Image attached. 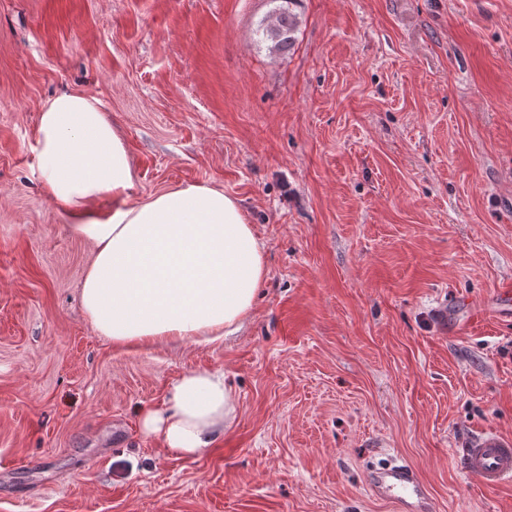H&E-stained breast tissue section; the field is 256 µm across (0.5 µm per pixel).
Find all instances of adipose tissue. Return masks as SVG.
Returning <instances> with one entry per match:
<instances>
[{"mask_svg":"<svg viewBox=\"0 0 512 512\" xmlns=\"http://www.w3.org/2000/svg\"><path fill=\"white\" fill-rule=\"evenodd\" d=\"M34 152L47 196L67 215L84 214L74 230L96 245L81 295L97 333L119 345L218 338L249 314L267 269L235 199L189 185L131 202L127 149L98 100L83 92L43 105ZM103 198L112 203L109 216L91 218ZM236 416L223 372L192 370L171 385L163 408L144 411L140 422L162 447L195 455Z\"/></svg>","mask_w":512,"mask_h":512,"instance_id":"1","label":"adipose tissue"}]
</instances>
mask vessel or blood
<instances>
[{"instance_id": "1", "label": "vessel or blood", "mask_w": 512, "mask_h": 512, "mask_svg": "<svg viewBox=\"0 0 512 512\" xmlns=\"http://www.w3.org/2000/svg\"><path fill=\"white\" fill-rule=\"evenodd\" d=\"M465 469L486 488L512 482V440L495 432L473 438L465 452ZM372 493L396 503L401 512H432L429 491L417 471L405 463H393L373 472Z\"/></svg>"}]
</instances>
